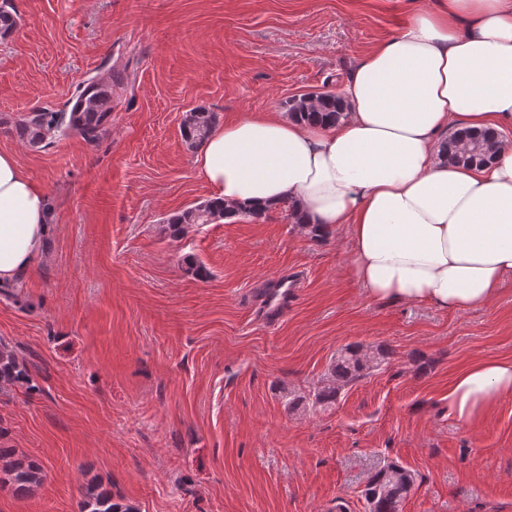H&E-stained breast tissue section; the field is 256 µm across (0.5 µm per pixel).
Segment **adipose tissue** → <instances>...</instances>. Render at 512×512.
<instances>
[{
    "instance_id": "adipose-tissue-1",
    "label": "adipose tissue",
    "mask_w": 512,
    "mask_h": 512,
    "mask_svg": "<svg viewBox=\"0 0 512 512\" xmlns=\"http://www.w3.org/2000/svg\"><path fill=\"white\" fill-rule=\"evenodd\" d=\"M334 123L246 112L195 157L216 199H289L305 223L345 230L347 275L373 300L465 312L512 282V0H435L365 55ZM490 128V163L449 162V129ZM49 231L47 196L0 153V283L26 273ZM512 399V360H476L448 387L469 426Z\"/></svg>"
}]
</instances>
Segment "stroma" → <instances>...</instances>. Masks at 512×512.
<instances>
[{
	"instance_id": "obj_1",
	"label": "stroma",
	"mask_w": 512,
	"mask_h": 512,
	"mask_svg": "<svg viewBox=\"0 0 512 512\" xmlns=\"http://www.w3.org/2000/svg\"><path fill=\"white\" fill-rule=\"evenodd\" d=\"M13 6L0 153L44 188L50 231L22 278L28 307L0 292V343L30 376L0 389V448L40 460L44 477L27 496L0 488V512H78L91 484L138 512H365L387 462L416 475L403 512H512V400L475 427L448 413L466 363L512 359V282L466 313L372 300L344 273V232L313 240L281 209L161 231L211 197L180 133L186 112L221 123L340 92L409 0ZM117 68L99 140L24 143L25 115L66 109ZM291 270L301 288L265 321V284ZM351 343L387 358L330 407H292Z\"/></svg>"
}]
</instances>
